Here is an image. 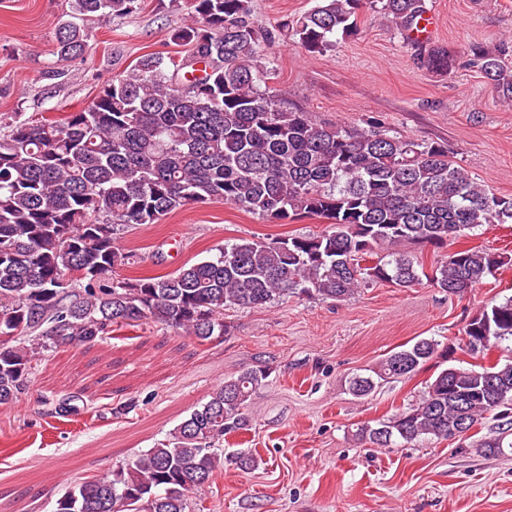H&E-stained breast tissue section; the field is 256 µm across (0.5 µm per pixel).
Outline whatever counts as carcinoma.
<instances>
[{
	"label": "carcinoma",
	"instance_id": "1",
	"mask_svg": "<svg viewBox=\"0 0 512 512\" xmlns=\"http://www.w3.org/2000/svg\"><path fill=\"white\" fill-rule=\"evenodd\" d=\"M405 39L425 0H319L282 28L311 53L336 45L362 3ZM251 0H185L173 34L190 48L177 59L147 55L107 81L86 107L59 120L16 123L0 139V406L22 395L40 354L102 340L112 328L153 320L204 344L229 327L224 310L261 308L290 294L344 301L368 283L412 288L427 281L460 296L512 263L504 253L461 248L424 271L402 247L448 246L469 231L512 224V197L497 195L448 160L438 143L390 135L378 124H320L285 105L262 65L272 44L252 19ZM138 0H70L55 54L82 55L90 25L129 15ZM483 78L512 102V69L471 49ZM423 65L451 74L442 47ZM224 202L272 223L317 218L329 229L273 243L241 239L206 260L162 276L118 278L133 255L121 228L155 224L188 206ZM379 245L392 251L364 266ZM512 342V299L482 307L466 325L474 352ZM438 353L419 339L386 356L351 390L408 377ZM268 377L250 369L224 381L166 437L106 476L69 486L53 512H191L190 494L210 483L224 436L245 430L247 401ZM512 356L478 369L451 366L418 402L358 438L399 441L466 435L491 414L501 426L479 441L488 455L512 447Z\"/></svg>",
	"mask_w": 512,
	"mask_h": 512
}]
</instances>
